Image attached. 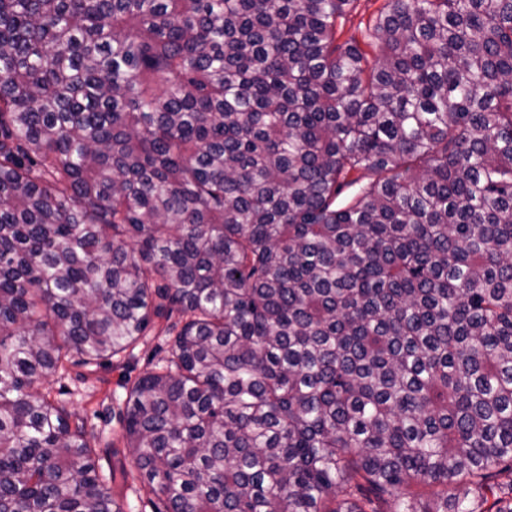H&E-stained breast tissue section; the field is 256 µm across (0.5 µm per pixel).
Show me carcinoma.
Listing matches in <instances>:
<instances>
[{
    "instance_id": "cac0c4a2",
    "label": "carcinoma",
    "mask_w": 512,
    "mask_h": 512,
    "mask_svg": "<svg viewBox=\"0 0 512 512\" xmlns=\"http://www.w3.org/2000/svg\"><path fill=\"white\" fill-rule=\"evenodd\" d=\"M353 3L0 0V512H512V0ZM388 0H356L354 9L346 18L338 42L342 43L350 38L362 41L363 31L368 22L379 13ZM169 349L165 336L144 338L134 350L132 357L114 358L101 366L72 367L67 374L42 379L35 384V390H49L54 395L67 400L72 410L87 419L88 430L94 435L92 445L101 448V467L108 471V464L122 459L128 467V458L124 460L123 444L119 441L120 416L125 399V384L144 371L149 370ZM82 374V376H78ZM107 449V454L105 453ZM112 451V457L108 454ZM113 453H116L113 456Z\"/></svg>"
}]
</instances>
